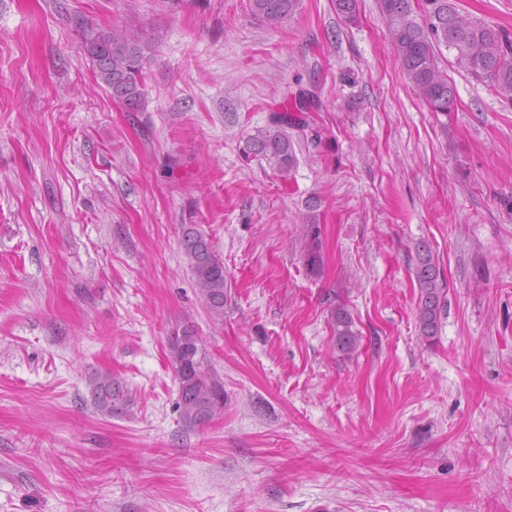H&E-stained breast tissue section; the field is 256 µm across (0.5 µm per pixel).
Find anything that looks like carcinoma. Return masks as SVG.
Masks as SVG:
<instances>
[{"instance_id": "obj_1", "label": "carcinoma", "mask_w": 512, "mask_h": 512, "mask_svg": "<svg viewBox=\"0 0 512 512\" xmlns=\"http://www.w3.org/2000/svg\"><path fill=\"white\" fill-rule=\"evenodd\" d=\"M380 9L398 61L417 96L433 112L448 113L455 88L440 68L438 49L445 47L455 65L476 82L489 83L500 97L512 101V34L482 20L468 17L456 0H379ZM301 0H247L250 14L270 28H280L298 12ZM86 52L98 78L112 98L133 112L145 108L143 58L152 46L129 28L91 31L84 36ZM303 97L293 111L273 118L270 127L252 138L254 150L273 158L282 178L296 166L297 157L287 128L298 124L297 112L309 109ZM305 218L306 257L310 268L319 265L316 202L308 204ZM182 249L196 291L212 320H224V262L211 240L194 224L182 228ZM414 276L419 289L416 308L418 335L424 343L437 336L446 302V283L428 243L417 248ZM334 347L344 357L358 353L361 336L342 305L330 309ZM167 360L178 381L176 410L183 425L195 428L224 412V384L209 364L205 341L194 321L185 318L168 330ZM90 403L105 418L130 412L131 396L123 381L100 371L89 381Z\"/></svg>"}]
</instances>
